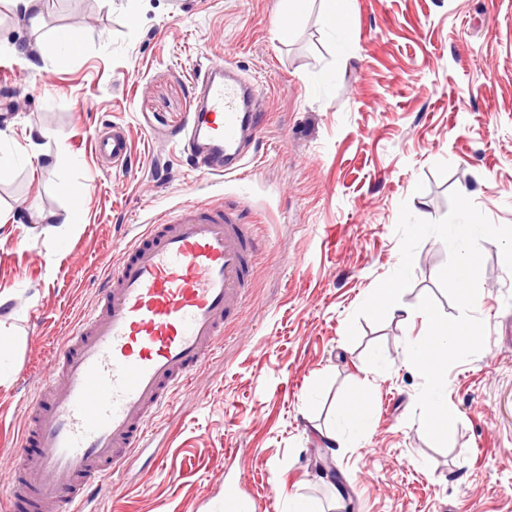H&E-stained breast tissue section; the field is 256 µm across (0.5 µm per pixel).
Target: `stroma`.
Here are the masks:
<instances>
[{
    "mask_svg": "<svg viewBox=\"0 0 512 512\" xmlns=\"http://www.w3.org/2000/svg\"><path fill=\"white\" fill-rule=\"evenodd\" d=\"M286 0H46L39 28L0 0V501L31 399L65 330L96 303L108 266L148 224L188 202L239 203L261 246L252 293L204 390L156 419L146 449L90 512H512V0H348L332 30L320 0L274 35ZM79 34L70 54L64 39ZM221 58L259 81L263 132L240 174L182 153L192 75ZM119 126L121 165L93 136ZM44 131V159L17 148ZM79 205L77 223L61 218ZM476 227L480 303L447 276L448 235ZM401 303L472 338L444 351L457 430L421 426L423 334L372 306ZM363 397L370 427L331 461L315 428Z\"/></svg>",
    "mask_w": 512,
    "mask_h": 512,
    "instance_id": "obj_1",
    "label": "stroma"
}]
</instances>
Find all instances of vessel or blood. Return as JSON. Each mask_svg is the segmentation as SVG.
<instances>
[{
	"instance_id": "obj_1",
	"label": "vessel or blood",
	"mask_w": 512,
	"mask_h": 512,
	"mask_svg": "<svg viewBox=\"0 0 512 512\" xmlns=\"http://www.w3.org/2000/svg\"><path fill=\"white\" fill-rule=\"evenodd\" d=\"M193 85L186 147L208 174L243 167L262 127L251 88L221 61ZM101 159L127 160L125 132L96 134ZM259 242L240 209L188 203L148 225L69 327L29 408L12 470L9 512H87L141 447L158 412L199 387L247 298Z\"/></svg>"
}]
</instances>
